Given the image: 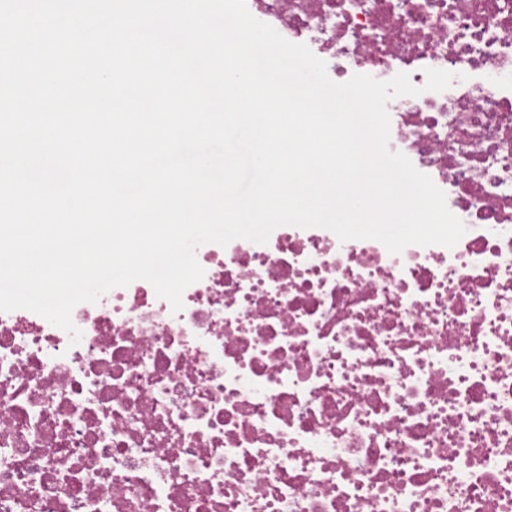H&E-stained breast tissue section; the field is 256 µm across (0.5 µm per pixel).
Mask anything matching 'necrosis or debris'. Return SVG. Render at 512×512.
<instances>
[{
	"label": "necrosis or debris",
	"mask_w": 512,
	"mask_h": 512,
	"mask_svg": "<svg viewBox=\"0 0 512 512\" xmlns=\"http://www.w3.org/2000/svg\"><path fill=\"white\" fill-rule=\"evenodd\" d=\"M246 3L337 82L409 74L390 148L467 231L209 243L180 313L137 280L75 346L0 312V512H512V0Z\"/></svg>",
	"instance_id": "4bbe7bcc"
}]
</instances>
